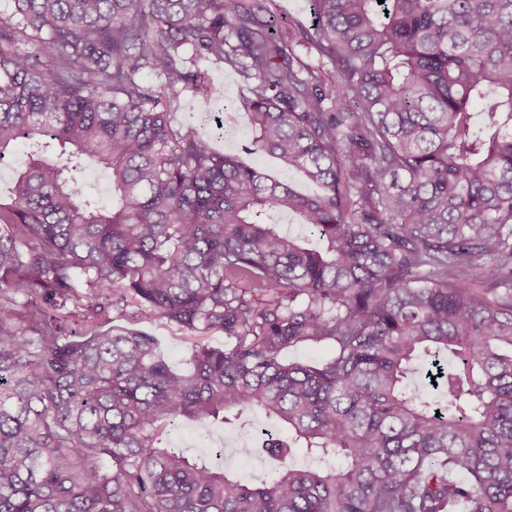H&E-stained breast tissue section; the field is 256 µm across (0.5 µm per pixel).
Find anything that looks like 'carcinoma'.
I'll return each mask as SVG.
<instances>
[{
    "label": "carcinoma",
    "instance_id": "obj_1",
    "mask_svg": "<svg viewBox=\"0 0 512 512\" xmlns=\"http://www.w3.org/2000/svg\"><path fill=\"white\" fill-rule=\"evenodd\" d=\"M311 2L307 27L277 0L0 16V162L32 147L0 201V512H512V0ZM202 59L242 78L243 152L314 194L172 125ZM130 307L190 369L105 327ZM245 411L288 431L257 482L162 445ZM248 161H251L258 166H260L263 170L268 173L275 175L279 180L288 184V182L295 186L298 190L302 192H310L311 188H309L302 180V178L294 171H288V169L281 168L277 162L268 157V156H260V155H252L249 156ZM138 326L159 338L171 363L179 368L187 367L184 360L189 356L191 343L183 337L185 335L181 331L153 318L141 319Z\"/></svg>",
    "mask_w": 512,
    "mask_h": 512
}]
</instances>
